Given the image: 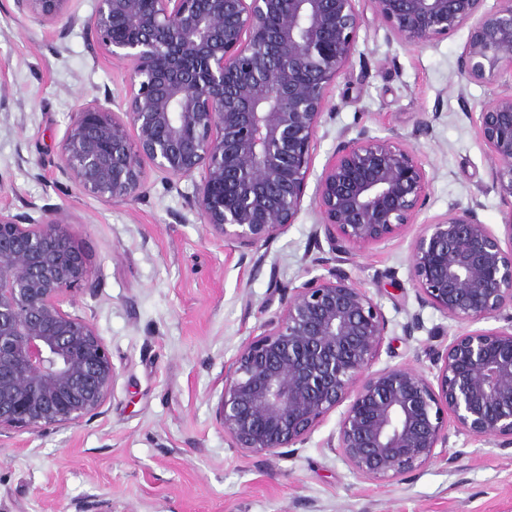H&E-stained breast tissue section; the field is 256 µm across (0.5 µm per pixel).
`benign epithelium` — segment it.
I'll return each mask as SVG.
<instances>
[{
	"instance_id": "1",
	"label": "benign epithelium",
	"mask_w": 512,
	"mask_h": 512,
	"mask_svg": "<svg viewBox=\"0 0 512 512\" xmlns=\"http://www.w3.org/2000/svg\"><path fill=\"white\" fill-rule=\"evenodd\" d=\"M70 0H15L41 24H81L93 50L128 68L126 96L72 113L52 159L75 191L127 203L150 172L200 175L187 207L212 238L256 249L301 212L316 135L336 78L351 64L356 0H97L83 21ZM404 46L469 29L459 61L467 80L501 85L479 112L492 189L512 204V0H369ZM431 180L396 137L341 140L317 178L319 223L337 265L278 287V309L224 369L216 420L230 447L293 454L346 404L335 452L360 478L413 474L446 452L448 421L512 447V211L503 235L475 209L419 225L410 281L422 307L445 318L508 326L452 337L426 356L430 380L407 365L375 370L389 321L341 264L407 232ZM99 274L62 209L0 210V434L38 435L100 413L118 373L87 319L62 308Z\"/></svg>"
}]
</instances>
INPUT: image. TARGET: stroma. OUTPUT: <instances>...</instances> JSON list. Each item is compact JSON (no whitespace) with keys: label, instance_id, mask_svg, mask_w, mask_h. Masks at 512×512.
I'll use <instances>...</instances> for the list:
<instances>
[{"label":"stroma","instance_id":"1","mask_svg":"<svg viewBox=\"0 0 512 512\" xmlns=\"http://www.w3.org/2000/svg\"><path fill=\"white\" fill-rule=\"evenodd\" d=\"M467 29L424 48L402 46L365 11L349 68L333 85L313 150L302 210L278 238L241 254L207 237L186 206L193 181L127 204L82 196L52 166L72 112L128 89L125 65L92 51L81 28L61 33L0 0V208L64 209L88 264L102 277L66 311L96 327L117 370L115 393L93 419L65 429L0 436V512H512V447L450 432L449 461L374 483L354 474L329 447L341 411L331 412L289 456L230 447L215 420L224 368L258 335L276 285L325 274L332 254L314 239L315 177L339 142L396 136L411 143L431 180L419 222L458 200L495 231L512 205L491 187L478 132L491 85L468 81L458 58ZM428 128H421V120ZM409 235L370 247L347 264L389 321L376 368L409 365L424 373L430 344L466 324L420 307L409 281ZM393 272L394 284L380 276ZM422 327L406 335L411 314Z\"/></svg>","mask_w":512,"mask_h":512}]
</instances>
